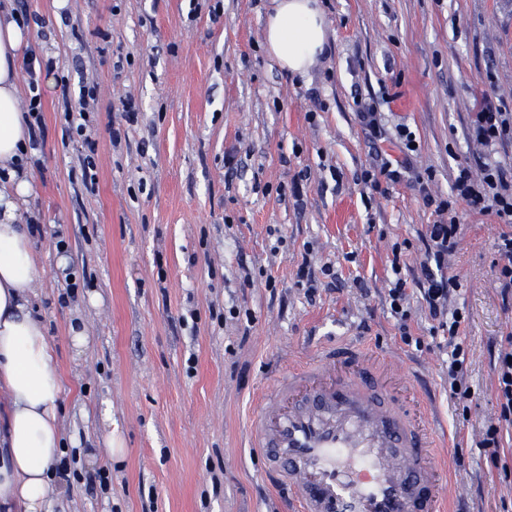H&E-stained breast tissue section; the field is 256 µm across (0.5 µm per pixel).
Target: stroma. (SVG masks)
I'll return each instance as SVG.
<instances>
[{
	"mask_svg": "<svg viewBox=\"0 0 512 512\" xmlns=\"http://www.w3.org/2000/svg\"><path fill=\"white\" fill-rule=\"evenodd\" d=\"M319 3L329 42L299 78L264 48L273 0H12L34 19V59L54 65L21 96L42 104L24 212L42 267L32 305L62 378L63 432L79 440L55 512H288L245 444L248 412L288 358L351 340L431 377L456 512H512V426L497 454L479 446L499 414L493 357L512 336L502 225L456 205L448 272L468 315V408L449 395L427 311L412 305L425 342L408 346L388 300L396 278L419 277L435 219L418 178L432 172L447 197L459 166L485 160L467 136L477 91L512 110V0ZM92 84L81 137L64 105ZM364 104L383 139L361 123ZM386 158L402 177L379 194L361 174Z\"/></svg>",
	"mask_w": 512,
	"mask_h": 512,
	"instance_id": "1",
	"label": "stroma"
}]
</instances>
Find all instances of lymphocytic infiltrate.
<instances>
[{
  "label": "lymphocytic infiltrate",
  "instance_id": "1",
  "mask_svg": "<svg viewBox=\"0 0 512 512\" xmlns=\"http://www.w3.org/2000/svg\"><path fill=\"white\" fill-rule=\"evenodd\" d=\"M468 135L480 145L496 147L505 139H512V113L503 111L501 101L490 94L477 96ZM418 184L424 204L434 207L440 218L427 225L421 237L424 254L420 278L412 285L405 279H397L389 291L390 309L399 318L403 342L409 344L413 341L407 324L410 300L415 297L425 304L433 321L431 336H442L449 350L450 396L464 403L471 398L466 382L467 351L460 338L467 317L461 309L449 307L457 279L448 273V255L458 245L460 230L459 218L450 209L453 200L458 199L470 211L492 216L497 223L507 225V232L500 234L497 243L501 259L498 280L503 292L512 293V163L488 160L477 173L470 167H460L452 184L454 198L450 201L436 199L428 179H419ZM494 369L499 416L497 422L486 426L480 445L496 449L500 446L502 424H512V349L499 353Z\"/></svg>",
  "mask_w": 512,
  "mask_h": 512
}]
</instances>
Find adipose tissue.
I'll return each instance as SVG.
<instances>
[{
  "label": "adipose tissue",
  "instance_id": "ef3b65f1",
  "mask_svg": "<svg viewBox=\"0 0 512 512\" xmlns=\"http://www.w3.org/2000/svg\"><path fill=\"white\" fill-rule=\"evenodd\" d=\"M274 3L265 48L281 68L308 76L328 41L318 0ZM28 37L10 0H0V512H52L65 454L62 381L47 328L32 307L40 269L20 218L30 184L18 60Z\"/></svg>",
  "mask_w": 512,
  "mask_h": 512
}]
</instances>
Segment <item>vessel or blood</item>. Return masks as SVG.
I'll use <instances>...</instances> for the list:
<instances>
[{
  "instance_id": "b4317fda",
  "label": "vessel or blood",
  "mask_w": 512,
  "mask_h": 512,
  "mask_svg": "<svg viewBox=\"0 0 512 512\" xmlns=\"http://www.w3.org/2000/svg\"><path fill=\"white\" fill-rule=\"evenodd\" d=\"M256 394L249 447L291 512H447L432 451L449 444L429 403L395 390L365 347L328 345L289 362Z\"/></svg>"
}]
</instances>
